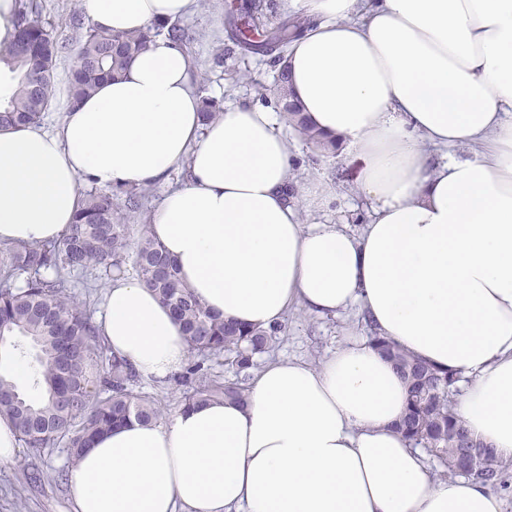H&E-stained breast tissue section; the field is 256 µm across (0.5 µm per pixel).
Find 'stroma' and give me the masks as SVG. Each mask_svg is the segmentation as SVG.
Returning <instances> with one entry per match:
<instances>
[{
	"instance_id": "obj_1",
	"label": "stroma",
	"mask_w": 512,
	"mask_h": 512,
	"mask_svg": "<svg viewBox=\"0 0 512 512\" xmlns=\"http://www.w3.org/2000/svg\"><path fill=\"white\" fill-rule=\"evenodd\" d=\"M250 0H196L193 14L183 24L189 38L185 51L201 74L204 94L221 101H246L274 108L278 70L273 55L247 50L233 31V22ZM291 151L297 157L295 178L342 179L340 208L306 216V223L343 224L359 233L365 204L353 191L355 168L341 158L313 153L296 131H289ZM357 308L339 316H321L304 307L291 309L282 322L279 338L270 352L256 356V367L277 359L301 360L310 365L330 355L352 338L369 336ZM70 451L53 448H21L14 462L0 465V512H70L66 473Z\"/></svg>"
}]
</instances>
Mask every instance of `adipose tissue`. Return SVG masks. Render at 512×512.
<instances>
[{
	"label": "adipose tissue",
	"instance_id": "adipose-tissue-1",
	"mask_svg": "<svg viewBox=\"0 0 512 512\" xmlns=\"http://www.w3.org/2000/svg\"><path fill=\"white\" fill-rule=\"evenodd\" d=\"M196 0H82L108 32ZM307 20L278 67L307 123L356 166L361 234L305 225L339 186L289 191L277 117L228 104L204 123L198 74L156 38L67 105L53 130H0V246L64 237L77 186H151L177 165L150 233L207 308L270 328L295 305L360 306L381 336L455 373L454 413L512 462V0H291ZM100 332L141 379L189 355L137 278L112 281ZM406 383L357 339L319 365L267 364L249 401L184 405L109 430L67 472L72 512H502L482 483L439 479L396 430Z\"/></svg>",
	"mask_w": 512,
	"mask_h": 512
}]
</instances>
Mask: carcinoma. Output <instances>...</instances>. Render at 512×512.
<instances>
[{
	"label": "carcinoma",
	"instance_id": "1",
	"mask_svg": "<svg viewBox=\"0 0 512 512\" xmlns=\"http://www.w3.org/2000/svg\"><path fill=\"white\" fill-rule=\"evenodd\" d=\"M255 23L239 28L242 42L252 52L269 53L288 45L292 30L304 24L287 18L266 27L259 19L264 0L250 5ZM69 33L46 28L38 11L18 7L11 45L0 49V63L16 73L9 99L0 102V129L38 124L53 99L57 59L78 44L68 79V99L76 103L104 80L120 75L128 61L148 50L154 37L167 32L179 46L187 40L185 27L154 24L137 32L109 33L98 29L74 9ZM281 119L308 143L327 153L336 146L323 141L287 95L279 97ZM201 116L210 123L223 117V107L202 97ZM144 198L140 187L90 190L81 199L75 221L59 242L36 246L0 247V341L17 336L36 363L31 390L26 393L11 373L0 371V419L14 426L20 446L49 448L60 443L72 460L96 435L137 421L148 424L164 417L163 408L137 391L139 376L121 356L109 352L86 306L76 299L61 271L91 267L121 271L130 248L132 215ZM134 267L142 284L152 290L181 325L192 357L178 381L187 387L182 403L231 402L243 404L249 387L244 380L222 382L208 362L225 353L236 374L255 365V356L273 345L275 329L242 328L224 321L198 301L182 282L163 246L142 226L134 250ZM368 343L389 359L408 382L406 412L398 431L411 445L442 467V474L468 476L460 461L474 442L452 411L459 378L438 370L401 350L376 333ZM503 465L490 446H483L481 472L475 476L490 487L502 481Z\"/></svg>",
	"mask_w": 512,
	"mask_h": 512
}]
</instances>
